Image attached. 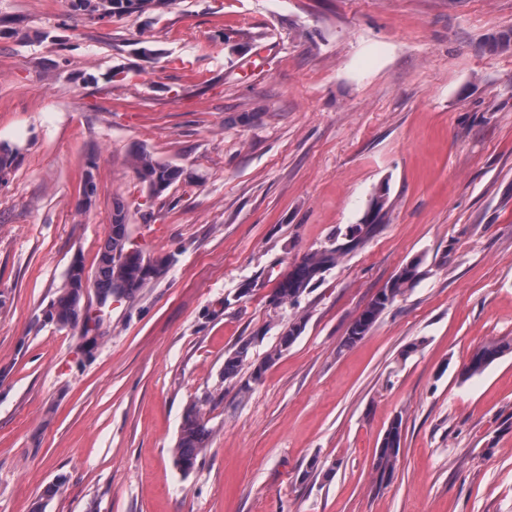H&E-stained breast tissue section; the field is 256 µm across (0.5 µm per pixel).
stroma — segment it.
<instances>
[{
	"mask_svg": "<svg viewBox=\"0 0 512 512\" xmlns=\"http://www.w3.org/2000/svg\"><path fill=\"white\" fill-rule=\"evenodd\" d=\"M510 30L512 0H170L109 22L0 0V143L18 152L0 186V512H512V353L462 375L512 341V47L493 45ZM140 149L184 181L150 196ZM382 190L386 216L345 250ZM117 199L161 267L129 298L87 288L90 346L46 312ZM333 243L312 291L271 306ZM417 257L419 282L345 346ZM299 316L248 394L225 382V354L265 363ZM193 407L210 436L185 474ZM340 251L331 244L305 256L277 282L273 291V297L277 299V303H273V299H270L271 304L275 307L286 303L296 304L299 298L318 281V268L321 265H327L329 269L334 267ZM511 352V343H492L482 347L471 356L466 365L463 373L465 378L481 374L494 361ZM402 419L395 418L385 431L376 453L375 469L381 482L390 479L395 471L401 449Z\"/></svg>",
	"mask_w": 512,
	"mask_h": 512,
	"instance_id": "obj_1",
	"label": "stroma"
}]
</instances>
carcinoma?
I'll list each match as a JSON object with an SVG mask.
<instances>
[{
    "instance_id": "obj_1",
    "label": "carcinoma",
    "mask_w": 512,
    "mask_h": 512,
    "mask_svg": "<svg viewBox=\"0 0 512 512\" xmlns=\"http://www.w3.org/2000/svg\"><path fill=\"white\" fill-rule=\"evenodd\" d=\"M135 171L140 182L152 196L163 194L178 182L182 175V168L160 163L144 149L135 156ZM386 204L387 198L383 194L373 199L366 220L359 225L358 236L349 240V245L358 244L372 232L374 225L385 215ZM128 221L125 204L121 201L114 202L112 227L98 250L91 275L88 276L98 294L107 298L130 297L151 279L150 269L142 262L124 257V252L131 247ZM339 253L340 250L332 244L305 256L301 262L294 265L274 288L273 297L277 299L275 306L296 304L318 281V268L322 265L334 267ZM421 265L422 260L416 258L400 269L392 287H385L376 294L353 322L344 339V345H354L370 332L382 313L396 301L397 297L421 279ZM82 299L81 281L70 275L66 276L63 286L51 304V320L61 328L77 327L82 318ZM305 326L306 322L302 318L289 321L281 330L277 345L267 354L266 361L254 366L246 378L243 377V370L246 367L248 347L242 346L227 354L224 358V381H234L239 384L240 392H249L252 385L261 381L266 364L288 350L303 333ZM511 352L512 345L509 343H492L482 347L471 356L466 365L465 378L481 374L494 361ZM208 435L209 430L200 411L191 409L184 419L173 450L175 462L183 471L190 472L196 467L199 456L207 447ZM401 439L402 418L397 417L385 431L376 453L375 469L379 479L392 477L401 449Z\"/></svg>"
}]
</instances>
